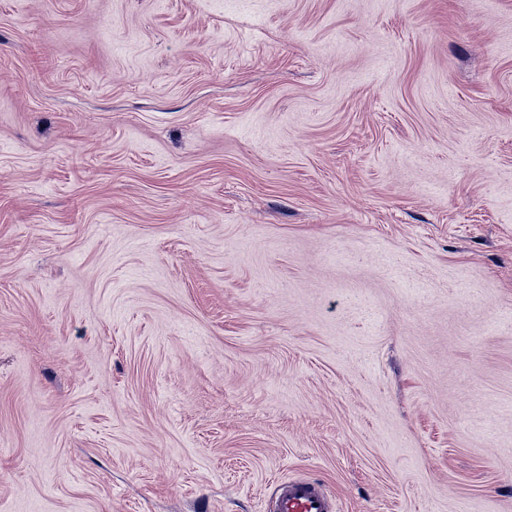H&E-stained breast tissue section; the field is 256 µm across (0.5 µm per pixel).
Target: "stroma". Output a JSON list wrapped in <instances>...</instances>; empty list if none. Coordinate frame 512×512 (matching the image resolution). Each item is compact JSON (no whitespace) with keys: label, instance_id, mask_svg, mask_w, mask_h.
<instances>
[{"label":"stroma","instance_id":"1","mask_svg":"<svg viewBox=\"0 0 512 512\" xmlns=\"http://www.w3.org/2000/svg\"><path fill=\"white\" fill-rule=\"evenodd\" d=\"M512 512V0H0V512ZM335 503L320 483L307 479L281 482L268 512H334Z\"/></svg>","mask_w":512,"mask_h":512}]
</instances>
